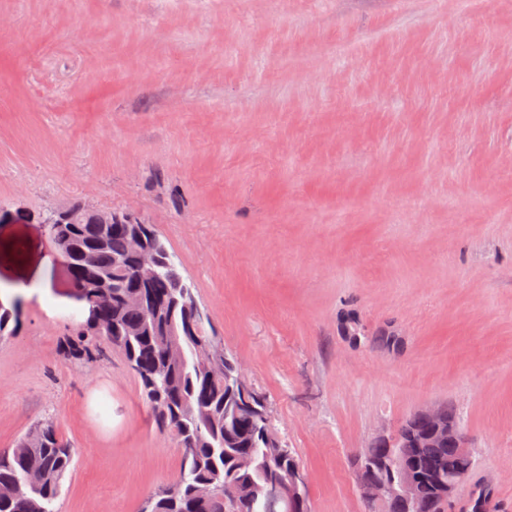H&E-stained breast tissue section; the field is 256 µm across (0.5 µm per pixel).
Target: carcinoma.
I'll list each match as a JSON object with an SVG mask.
<instances>
[{
  "instance_id": "carcinoma-1",
  "label": "carcinoma",
  "mask_w": 512,
  "mask_h": 512,
  "mask_svg": "<svg viewBox=\"0 0 512 512\" xmlns=\"http://www.w3.org/2000/svg\"><path fill=\"white\" fill-rule=\"evenodd\" d=\"M50 231L65 242L75 279L88 305L100 286L108 287L112 306L101 313L108 330L99 336L90 327L62 346L66 358L91 359L105 344L119 350L139 377L142 396L156 425L166 431L181 451L178 477L146 501L148 512H260L252 506L261 495L269 469L286 471L293 457L275 459L264 447L266 424L239 407L240 398L224 383V372L200 369L194 341L211 339L207 317L192 318L182 308L184 293L192 292L174 259L160 264L148 288L153 301L166 307V320L150 325L152 312L130 306L124 298L140 291V256L130 247L128 224H51ZM192 323L194 336L184 335ZM18 320L11 308H0V339L16 334ZM168 331L183 338L179 363L167 365ZM34 453L42 472L34 476L28 456L0 452V512H56L63 481L75 450L51 420L31 426ZM394 457L402 473L418 480V494L428 512H439V491L448 484V466L456 459L446 446L419 448L403 437ZM236 489L240 505L224 499V486Z\"/></svg>"
}]
</instances>
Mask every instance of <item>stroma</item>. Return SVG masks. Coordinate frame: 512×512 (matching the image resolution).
Wrapping results in <instances>:
<instances>
[{
  "mask_svg": "<svg viewBox=\"0 0 512 512\" xmlns=\"http://www.w3.org/2000/svg\"><path fill=\"white\" fill-rule=\"evenodd\" d=\"M155 229L265 397L310 512H366L354 456L452 405L512 512V0H0V450L52 420L58 512H141L179 474L44 219Z\"/></svg>",
  "mask_w": 512,
  "mask_h": 512,
  "instance_id": "35a3bbf8",
  "label": "stroma"
}]
</instances>
